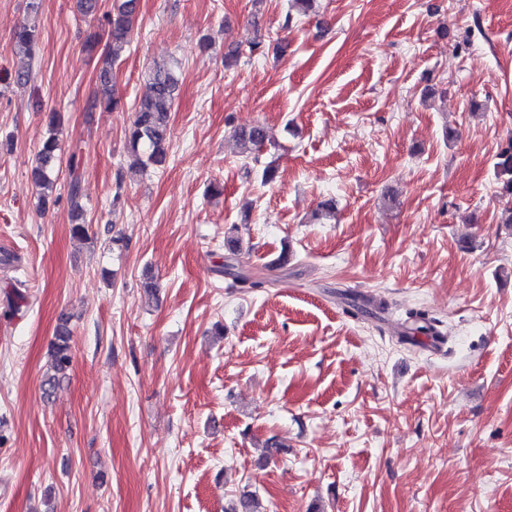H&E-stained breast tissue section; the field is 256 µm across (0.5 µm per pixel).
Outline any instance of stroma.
I'll use <instances>...</instances> for the list:
<instances>
[{
    "label": "stroma",
    "mask_w": 512,
    "mask_h": 512,
    "mask_svg": "<svg viewBox=\"0 0 512 512\" xmlns=\"http://www.w3.org/2000/svg\"><path fill=\"white\" fill-rule=\"evenodd\" d=\"M113 3L0 0V512H227L245 493L259 512H512L494 176L512 0H315L289 24V0H138L112 112L84 42ZM30 17L28 61L12 35ZM161 60L180 77L168 155L141 170L126 134ZM54 111L42 207L31 170ZM255 124L273 139L250 166L234 132ZM64 313L71 365L47 395ZM80 149H76L71 157L72 177L68 186V199L71 210L76 214V220L82 216V195H81V176L78 173V163L80 156Z\"/></svg>",
    "instance_id": "obj_1"
}]
</instances>
